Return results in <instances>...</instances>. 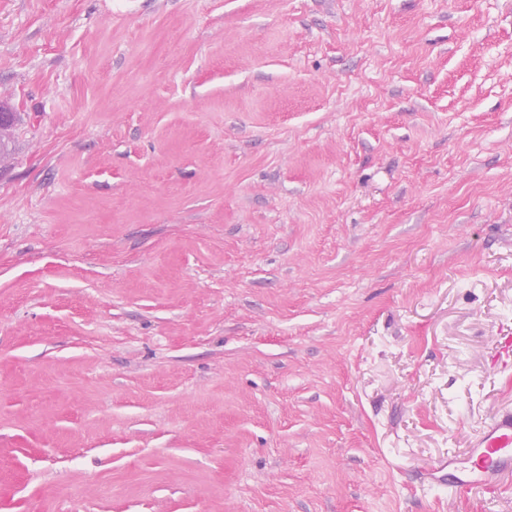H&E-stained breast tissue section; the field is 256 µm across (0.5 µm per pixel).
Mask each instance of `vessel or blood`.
I'll return each instance as SVG.
<instances>
[{
  "label": "vessel or blood",
  "instance_id": "vessel-or-blood-1",
  "mask_svg": "<svg viewBox=\"0 0 512 512\" xmlns=\"http://www.w3.org/2000/svg\"><path fill=\"white\" fill-rule=\"evenodd\" d=\"M472 466L467 471L449 472L447 465H440L434 484H452L459 490L481 485L498 487L512 480V410L492 418L466 450Z\"/></svg>",
  "mask_w": 512,
  "mask_h": 512
}]
</instances>
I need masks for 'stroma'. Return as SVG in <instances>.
I'll list each match as a JSON object with an SVG mask.
<instances>
[{"mask_svg": "<svg viewBox=\"0 0 512 512\" xmlns=\"http://www.w3.org/2000/svg\"><path fill=\"white\" fill-rule=\"evenodd\" d=\"M0 512H512V0H0ZM465 455L472 460V468L455 474V469L450 471L453 462L449 460L435 470L431 477L432 482L441 485L448 476V484L460 491L475 485L496 488L505 482H511L512 410L493 417L471 443L470 448H466Z\"/></svg>", "mask_w": 512, "mask_h": 512, "instance_id": "35a3bbf8", "label": "stroma"}]
</instances>
